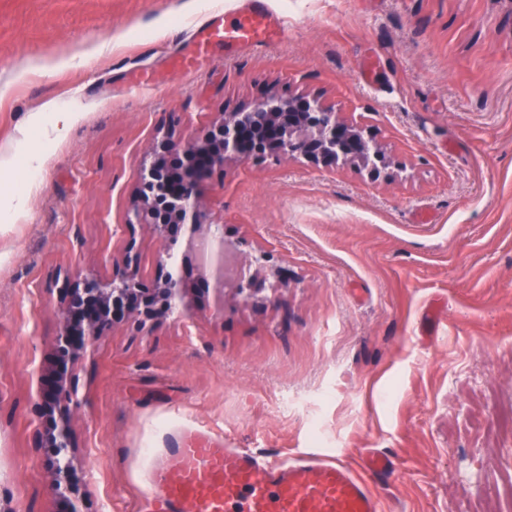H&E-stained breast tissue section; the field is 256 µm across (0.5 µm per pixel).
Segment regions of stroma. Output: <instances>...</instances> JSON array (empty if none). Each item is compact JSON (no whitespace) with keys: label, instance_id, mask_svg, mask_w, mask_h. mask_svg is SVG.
Instances as JSON below:
<instances>
[{"label":"stroma","instance_id":"stroma-1","mask_svg":"<svg viewBox=\"0 0 512 512\" xmlns=\"http://www.w3.org/2000/svg\"><path fill=\"white\" fill-rule=\"evenodd\" d=\"M262 49L200 52L196 24L242 0H0V157L34 112L79 113L24 213L0 208V512H47L36 390L65 288L126 256L187 309L113 322L69 370L83 512H138L146 451L186 431L274 459L388 451L382 512H512V0H267ZM317 99L385 157L325 169L229 160L196 196L258 299L217 300L188 232L177 263L134 223L163 138L194 142L270 91ZM438 313L431 328L423 321Z\"/></svg>","mask_w":512,"mask_h":512}]
</instances>
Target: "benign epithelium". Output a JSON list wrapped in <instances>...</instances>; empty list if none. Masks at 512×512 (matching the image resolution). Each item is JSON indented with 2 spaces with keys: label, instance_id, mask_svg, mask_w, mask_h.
<instances>
[{
  "label": "benign epithelium",
  "instance_id": "obj_1",
  "mask_svg": "<svg viewBox=\"0 0 512 512\" xmlns=\"http://www.w3.org/2000/svg\"><path fill=\"white\" fill-rule=\"evenodd\" d=\"M217 130L224 133V142L217 150L203 144L163 142L162 150L169 156L188 158V162L172 176H157L156 162L146 173L151 193L170 201L172 219L158 221L153 206L147 205L135 211L136 223L152 224L159 234L169 238L180 226L188 227L192 237L200 234L206 222L205 214L195 202L196 186L204 175L224 170V162L229 158L245 162L265 153L281 156L296 153L329 168L335 166V159L324 155L317 144L344 133L360 138L362 152L375 150L362 138L358 124L337 119L335 112L316 100L276 93L248 112L225 116ZM187 294L182 280L169 276L157 288L141 287L135 261L129 258L110 285L88 280L81 291L70 297L64 310V320L69 326L56 340L59 372L46 380L40 393L42 410L55 412L54 432L45 431L38 436V447L46 449L45 461L56 476L59 494V502L50 512H80L81 489L69 479L71 467L61 462L62 453L70 447L67 410L75 395L71 378L64 370L68 357L85 351L112 322L125 315L139 314L149 319L168 313L173 308L186 306Z\"/></svg>",
  "mask_w": 512,
  "mask_h": 512
}]
</instances>
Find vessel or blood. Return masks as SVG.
<instances>
[{
  "label": "vessel or blood",
  "mask_w": 512,
  "mask_h": 512,
  "mask_svg": "<svg viewBox=\"0 0 512 512\" xmlns=\"http://www.w3.org/2000/svg\"><path fill=\"white\" fill-rule=\"evenodd\" d=\"M284 25L264 0L214 12L196 29L198 45L265 47ZM363 473L335 457L272 460L206 434L183 435L153 459L142 512H381L372 483L394 471L391 454L370 449Z\"/></svg>",
  "instance_id": "vessel-or-blood-1"
}]
</instances>
